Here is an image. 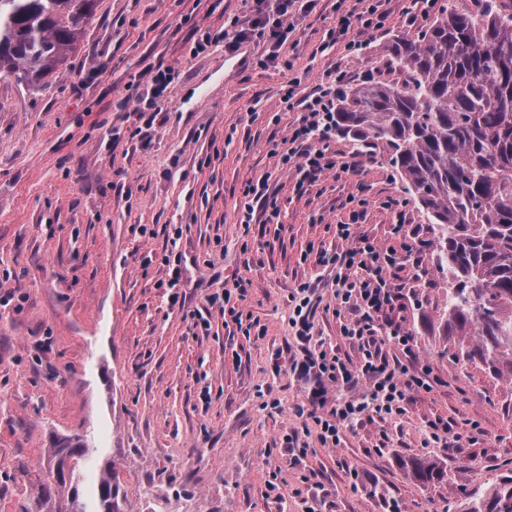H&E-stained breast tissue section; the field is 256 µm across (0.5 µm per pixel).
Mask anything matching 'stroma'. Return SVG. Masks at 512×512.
Wrapping results in <instances>:
<instances>
[{
    "mask_svg": "<svg viewBox=\"0 0 512 512\" xmlns=\"http://www.w3.org/2000/svg\"><path fill=\"white\" fill-rule=\"evenodd\" d=\"M335 0H320L283 48L292 65L234 69L223 49L193 56L200 27L218 33L245 0H96L66 65L35 89L0 75V512H29L56 440L91 439L111 456L129 512H452L465 492L512 467V377L458 362L443 309L448 276L435 232L378 144L359 182L327 176L305 193L273 155L295 120L283 111L289 77L304 88L344 71L363 83L393 36H417L409 0H389L388 27L359 53L323 49ZM164 63L178 76L154 125L137 112L136 76ZM269 176L280 221H238L246 186ZM365 198L358 234L401 248L390 200L427 246L405 268L414 368L433 388L403 417L373 412L322 445L314 419L296 415L309 385L287 366L301 353L295 293L325 271L309 250H335L344 202ZM181 272L183 308L166 283ZM242 277L243 295L232 292ZM231 291L234 311L209 309ZM316 333L342 359H358L341 330L331 287L312 297ZM205 312L207 325L192 315ZM461 435L430 441L433 422ZM296 447H288V437ZM440 462L447 474L417 484L406 464Z\"/></svg>",
    "mask_w": 512,
    "mask_h": 512,
    "instance_id": "35a3bbf8",
    "label": "stroma"
}]
</instances>
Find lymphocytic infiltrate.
I'll list each match as a JSON object with an SVG mask.
<instances>
[{"label":"lymphocytic infiltrate","mask_w":512,"mask_h":512,"mask_svg":"<svg viewBox=\"0 0 512 512\" xmlns=\"http://www.w3.org/2000/svg\"><path fill=\"white\" fill-rule=\"evenodd\" d=\"M250 2L248 15L232 18L222 33L197 28L191 54L196 56L220 46L232 55L243 44L256 42L264 46L260 65H278L282 46L295 31L298 20L308 16L318 0ZM346 2L336 0V24L327 31L324 48L343 40L349 51H358L362 47L361 35L385 27L388 21L387 0H357L352 8ZM343 81L339 75L332 85L306 90L300 79L294 78L282 95L285 111L298 115L290 131V147L281 156L282 163L294 165L298 188L313 185L328 174L353 178L360 173L357 157L340 161L328 151L336 133V86ZM244 196L240 223H251L258 209L267 222L279 219L280 209L268 178L250 183ZM363 218V211H351L348 221L336 227L335 252L322 251L317 257L318 264L333 266L336 271L337 308H348L355 314L354 321L344 326L343 334L358 342L359 359L344 360L322 346L313 345L315 323L310 284L301 285L302 298L295 309L296 335L308 349L303 360L291 364L290 372L312 385L309 403L323 411L316 422L320 441L325 445H339L342 430L359 422L366 410L399 417L405 414L413 394L432 389L428 371H413L408 364L414 355V338L405 325L403 293L395 282L397 271L406 264L420 266V254L426 243L412 238L399 251L381 246L358 234ZM389 343L400 347L401 356L385 353L384 347ZM330 386L335 387L337 396L335 404L328 408L324 405V393Z\"/></svg>","instance_id":"lymphocytic-infiltrate-1"}]
</instances>
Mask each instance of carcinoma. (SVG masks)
<instances>
[{
  "instance_id": "carcinoma-1",
  "label": "carcinoma",
  "mask_w": 512,
  "mask_h": 512,
  "mask_svg": "<svg viewBox=\"0 0 512 512\" xmlns=\"http://www.w3.org/2000/svg\"><path fill=\"white\" fill-rule=\"evenodd\" d=\"M96 0H0V74L39 88L76 48ZM372 80L336 92V133L390 149L413 200L437 225L448 270L447 330L463 365L512 375V13L448 0L417 37H393ZM425 486L434 460L410 463ZM35 512H127L112 461L80 440L48 449ZM459 512H512V468L460 502Z\"/></svg>"
}]
</instances>
